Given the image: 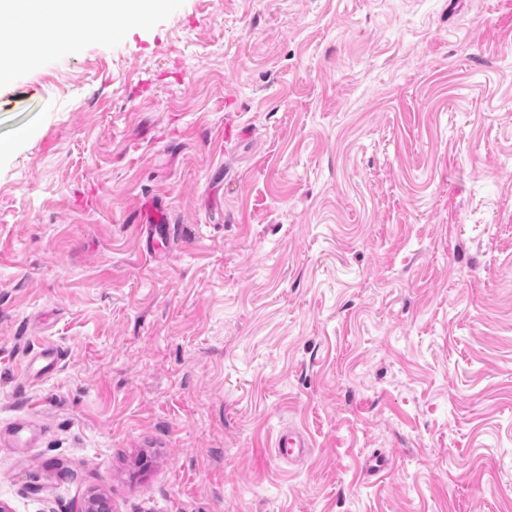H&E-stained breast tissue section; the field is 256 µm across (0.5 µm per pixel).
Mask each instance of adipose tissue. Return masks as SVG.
Returning <instances> with one entry per match:
<instances>
[{
	"instance_id": "ef3b65f1",
	"label": "adipose tissue",
	"mask_w": 512,
	"mask_h": 512,
	"mask_svg": "<svg viewBox=\"0 0 512 512\" xmlns=\"http://www.w3.org/2000/svg\"><path fill=\"white\" fill-rule=\"evenodd\" d=\"M97 4L98 0H0V15L17 17L21 26L31 28L53 19L57 35L68 41L83 32Z\"/></svg>"
}]
</instances>
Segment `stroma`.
Instances as JSON below:
<instances>
[{
    "mask_svg": "<svg viewBox=\"0 0 512 512\" xmlns=\"http://www.w3.org/2000/svg\"><path fill=\"white\" fill-rule=\"evenodd\" d=\"M112 26L0 61V500L512 512V0ZM45 355L32 360L25 372V376L29 380L44 378L54 373L59 365L60 353L54 350H47ZM36 363H38L36 367ZM275 448L283 457H291L297 449V454L303 453L304 448H309L306 435L293 428L277 434Z\"/></svg>",
    "mask_w": 512,
    "mask_h": 512,
    "instance_id": "35a3bbf8",
    "label": "stroma"
}]
</instances>
